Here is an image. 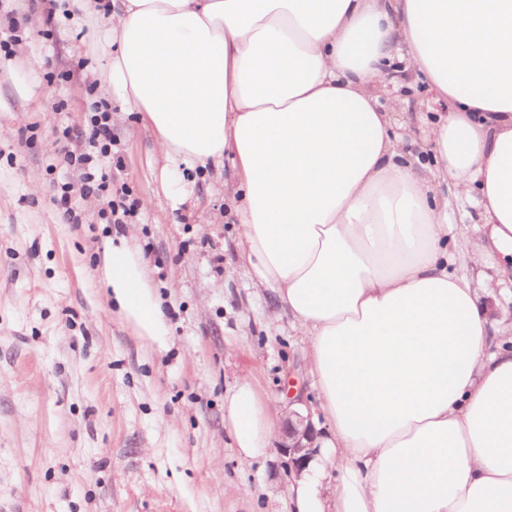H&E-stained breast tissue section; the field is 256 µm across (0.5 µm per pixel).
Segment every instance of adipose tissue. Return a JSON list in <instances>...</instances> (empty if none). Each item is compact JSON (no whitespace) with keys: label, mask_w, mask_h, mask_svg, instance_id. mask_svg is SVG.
<instances>
[{"label":"adipose tissue","mask_w":512,"mask_h":512,"mask_svg":"<svg viewBox=\"0 0 512 512\" xmlns=\"http://www.w3.org/2000/svg\"><path fill=\"white\" fill-rule=\"evenodd\" d=\"M67 5L162 175L232 164L241 257L298 329L329 425L291 512H512V348L448 268L439 195L448 181L477 195L479 240L458 246L512 280V0ZM396 61L448 106L433 165L406 161L379 108ZM101 276L138 335L166 347L127 240L105 245ZM224 425L242 459L265 451L273 412L251 380L225 398Z\"/></svg>","instance_id":"ef3b65f1"}]
</instances>
